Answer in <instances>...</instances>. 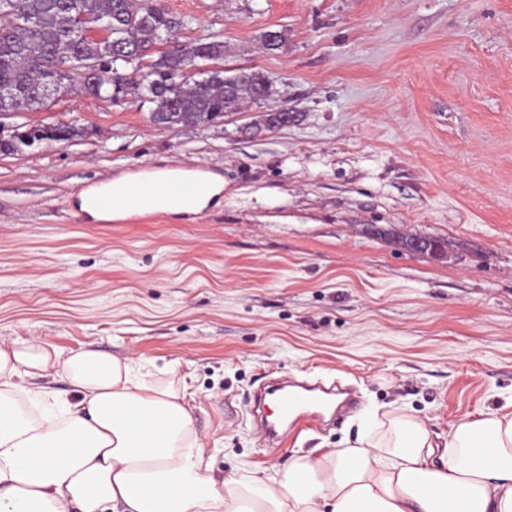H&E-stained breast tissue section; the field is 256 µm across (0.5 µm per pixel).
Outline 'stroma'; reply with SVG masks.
I'll use <instances>...</instances> for the list:
<instances>
[{
  "label": "stroma",
  "instance_id": "obj_1",
  "mask_svg": "<svg viewBox=\"0 0 512 512\" xmlns=\"http://www.w3.org/2000/svg\"><path fill=\"white\" fill-rule=\"evenodd\" d=\"M162 3L183 25L156 52L219 40L220 67L272 88L173 130L135 94L16 116L82 134L0 154V340L178 365L219 477H270L356 436L349 413L269 445L252 393L284 375L443 440L512 400V0ZM281 109L302 118L243 133ZM198 166L224 179L199 214L89 224L78 209L90 185ZM413 237L442 248L408 251Z\"/></svg>",
  "mask_w": 512,
  "mask_h": 512
}]
</instances>
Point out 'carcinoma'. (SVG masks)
Masks as SVG:
<instances>
[{
    "instance_id": "cac0c4a2",
    "label": "carcinoma",
    "mask_w": 512,
    "mask_h": 512,
    "mask_svg": "<svg viewBox=\"0 0 512 512\" xmlns=\"http://www.w3.org/2000/svg\"><path fill=\"white\" fill-rule=\"evenodd\" d=\"M81 17L89 23L124 25L121 35L129 52H116L112 42L80 40L72 22ZM172 35L171 16L155 0H0V116L14 112L38 111L48 98L40 95L46 83L55 87L53 97L74 93L66 74L58 69L65 63L108 61L107 76L89 78L79 93L95 99L124 98L129 88L144 84L151 117L172 114L175 124H202L213 114L235 108L240 101L265 97L272 86L269 77L253 70L241 73L234 90L224 88V75L212 74L190 79L176 93L168 91L167 76L179 73L203 56L224 57V43L198 41L176 52L159 56L148 71L135 79L126 71L132 61L149 56L163 36ZM55 135L44 141H67L81 134L70 123L50 124Z\"/></svg>"
}]
</instances>
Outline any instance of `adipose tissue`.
<instances>
[{"label":"adipose tissue","instance_id":"adipose-tissue-1","mask_svg":"<svg viewBox=\"0 0 512 512\" xmlns=\"http://www.w3.org/2000/svg\"><path fill=\"white\" fill-rule=\"evenodd\" d=\"M205 194L164 193L121 206L127 178L78 195L86 219L198 213L223 185L198 169ZM111 195L112 209L99 199ZM62 374L75 397L36 378ZM0 512H512V411L464 420L437 443L406 411L389 410L343 447L294 457L271 481L205 462L176 367L136 372L100 352L61 358L51 344L0 341Z\"/></svg>","mask_w":512,"mask_h":512}]
</instances>
